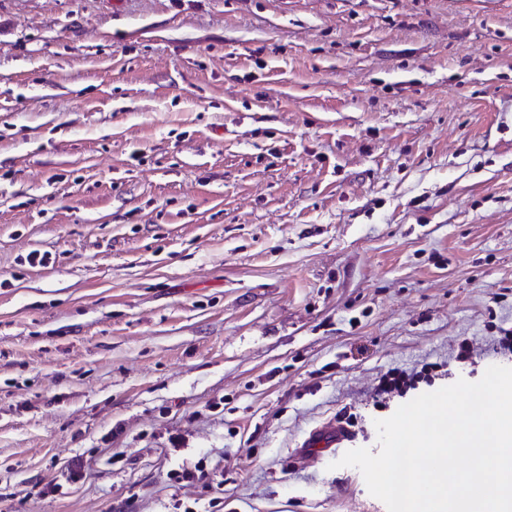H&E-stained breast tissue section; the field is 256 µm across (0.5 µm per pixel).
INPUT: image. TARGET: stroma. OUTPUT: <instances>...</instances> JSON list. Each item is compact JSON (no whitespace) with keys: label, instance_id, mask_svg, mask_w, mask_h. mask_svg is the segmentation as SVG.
Instances as JSON below:
<instances>
[{"label":"stroma","instance_id":"obj_1","mask_svg":"<svg viewBox=\"0 0 512 512\" xmlns=\"http://www.w3.org/2000/svg\"><path fill=\"white\" fill-rule=\"evenodd\" d=\"M501 326L512 0H0V512H387ZM348 437L349 432L344 426L330 423L314 433L309 446L331 448L339 446Z\"/></svg>","mask_w":512,"mask_h":512}]
</instances>
